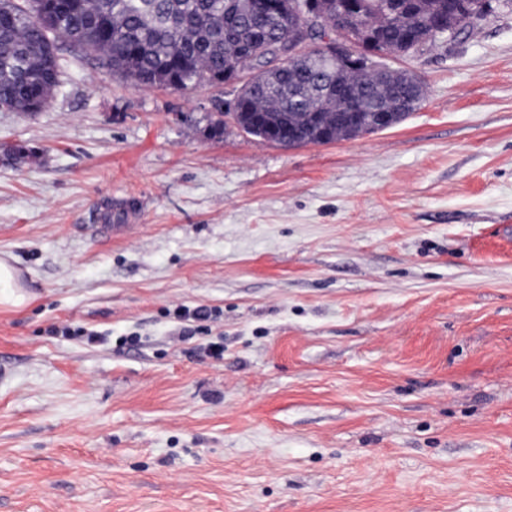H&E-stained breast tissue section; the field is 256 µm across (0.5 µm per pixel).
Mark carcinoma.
Instances as JSON below:
<instances>
[{"label": "carcinoma", "instance_id": "carcinoma-1", "mask_svg": "<svg viewBox=\"0 0 512 512\" xmlns=\"http://www.w3.org/2000/svg\"><path fill=\"white\" fill-rule=\"evenodd\" d=\"M35 0H0V8L14 14L11 26L0 27V110L31 112L47 104L59 85L58 57L48 46L61 41L101 56L108 70L138 88L157 86L187 89L217 83L224 68H245L255 57H238V44H251L263 53L270 39H288L293 24L262 9L239 14L233 0H59L47 25L29 20ZM358 17L377 24L374 48L400 49L413 38L429 39L438 18L448 13L449 0H355ZM245 93L244 105L234 112H219L210 123L216 137L229 117L246 134L261 138L271 128L277 135L296 136L295 143H330L367 132V113L342 111L346 100L326 104L323 84L361 86L363 95L393 96L418 109L424 98H413L400 85L381 78L364 79L356 72L326 60L318 49L290 60ZM12 161L36 156L24 144L3 149Z\"/></svg>", "mask_w": 512, "mask_h": 512}]
</instances>
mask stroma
Segmentation results:
<instances>
[{
    "instance_id": "obj_1",
    "label": "stroma",
    "mask_w": 512,
    "mask_h": 512,
    "mask_svg": "<svg viewBox=\"0 0 512 512\" xmlns=\"http://www.w3.org/2000/svg\"><path fill=\"white\" fill-rule=\"evenodd\" d=\"M57 56L0 111L36 152L0 155V512H512V10L389 57L421 108L328 144ZM18 274L7 261L0 259V305L18 307L26 298Z\"/></svg>"
}]
</instances>
